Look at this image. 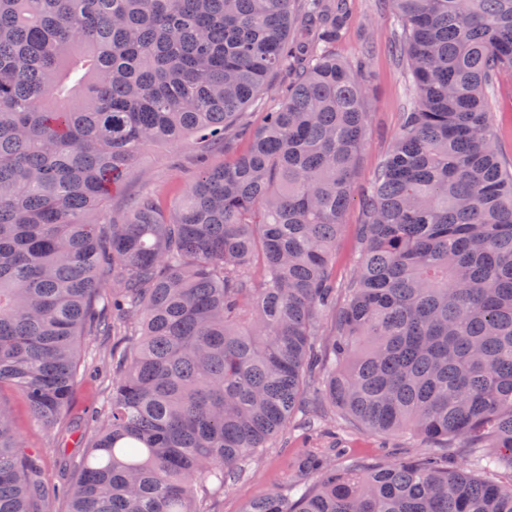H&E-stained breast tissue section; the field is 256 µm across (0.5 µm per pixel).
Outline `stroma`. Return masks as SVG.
Returning <instances> with one entry per match:
<instances>
[{
	"label": "stroma",
	"mask_w": 512,
	"mask_h": 512,
	"mask_svg": "<svg viewBox=\"0 0 512 512\" xmlns=\"http://www.w3.org/2000/svg\"><path fill=\"white\" fill-rule=\"evenodd\" d=\"M352 25L336 46L338 57L350 60L359 50L369 53L366 76L368 123L364 148L355 175L356 192L344 215L336 238L333 264L337 284L355 273L360 255L358 226L363 216L359 192L368 188L390 153L399 132L402 114L412 101V88L397 51V28L382 0H351ZM490 117L495 146L501 158L512 163V72L498 75L490 91ZM198 149L186 139L176 144H150L142 148L121 186L106 208L109 216L123 219L132 198L154 192L162 206H172L192 185L197 172ZM113 337L88 336L81 341L78 369L81 376L72 392L67 417L54 427L35 422L21 394L0 388V405L12 417L19 444L43 462L42 482L48 492L42 512H70L67 498L55 489L82 465L87 454L85 440L93 431L90 415L101 409L112 383ZM318 455L342 467L387 464L417 456L397 435H374L345 422H330L318 416L310 424L292 419L257 458L245 461L239 477L229 488L213 492L203 502V512H246L250 502L283 489L300 475L308 455Z\"/></svg>",
	"instance_id": "1"
}]
</instances>
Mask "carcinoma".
I'll use <instances>...</instances> for the list:
<instances>
[{"label":"carcinoma","instance_id":"carcinoma-1","mask_svg":"<svg viewBox=\"0 0 512 512\" xmlns=\"http://www.w3.org/2000/svg\"><path fill=\"white\" fill-rule=\"evenodd\" d=\"M388 2L413 100L338 308L368 120L364 60L332 52L347 0H0V385L51 428L80 338L119 337L70 512H201L318 371L330 414L465 448L484 475L431 455L322 465L246 512H512V169L488 109L512 0ZM279 71L288 91L247 153L202 167L169 210L144 192L107 218L143 147H224ZM41 473L0 405V512H41Z\"/></svg>","mask_w":512,"mask_h":512}]
</instances>
